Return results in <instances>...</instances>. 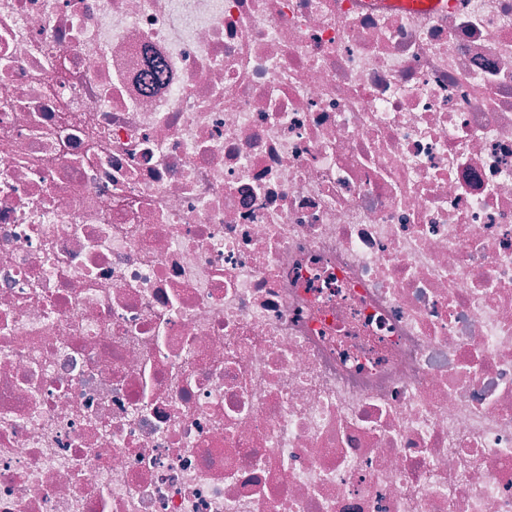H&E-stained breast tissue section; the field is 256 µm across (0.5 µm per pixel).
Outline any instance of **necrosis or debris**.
Segmentation results:
<instances>
[{
    "label": "necrosis or debris",
    "instance_id": "necrosis-or-debris-1",
    "mask_svg": "<svg viewBox=\"0 0 512 512\" xmlns=\"http://www.w3.org/2000/svg\"><path fill=\"white\" fill-rule=\"evenodd\" d=\"M0 512H512V0H0Z\"/></svg>",
    "mask_w": 512,
    "mask_h": 512
}]
</instances>
